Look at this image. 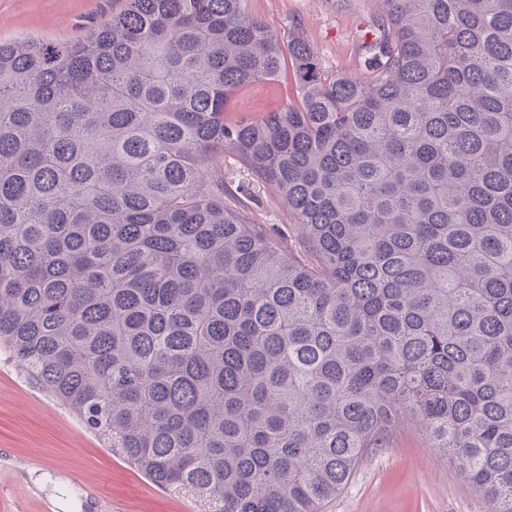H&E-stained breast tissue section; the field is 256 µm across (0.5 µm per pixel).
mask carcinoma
<instances>
[{
    "mask_svg": "<svg viewBox=\"0 0 512 512\" xmlns=\"http://www.w3.org/2000/svg\"><path fill=\"white\" fill-rule=\"evenodd\" d=\"M380 2L360 80L241 0L0 41V353L200 512H326L407 423L512 512V0ZM296 95L292 72L286 71L275 81H261L239 89L227 117L241 120L261 112L274 111L288 101L294 102ZM215 176L224 175V200L231 197H240L238 188L241 185L250 184L251 199L245 201L252 213V218L257 224H290L288 210L282 204L276 191L252 179L250 171L245 168L238 158L229 151H224V160H220Z\"/></svg>",
    "mask_w": 512,
    "mask_h": 512,
    "instance_id": "obj_1",
    "label": "carcinoma"
}]
</instances>
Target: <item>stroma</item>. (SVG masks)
Segmentation results:
<instances>
[{
    "label": "stroma",
    "mask_w": 512,
    "mask_h": 512,
    "mask_svg": "<svg viewBox=\"0 0 512 512\" xmlns=\"http://www.w3.org/2000/svg\"><path fill=\"white\" fill-rule=\"evenodd\" d=\"M122 0H0V40L21 36L66 42L85 25L118 10ZM246 12L283 39L300 37L329 73L363 78L378 36L379 0H244ZM291 72L239 89L227 116L241 120L295 100ZM227 196L249 185L259 224L288 223L276 191L253 182L233 153L216 169ZM112 512H198L105 448L55 399L0 359V512H94L91 493ZM482 497L459 469L404 426L392 447L369 454L328 512H485Z\"/></svg>",
    "instance_id": "35a3bbf8"
}]
</instances>
